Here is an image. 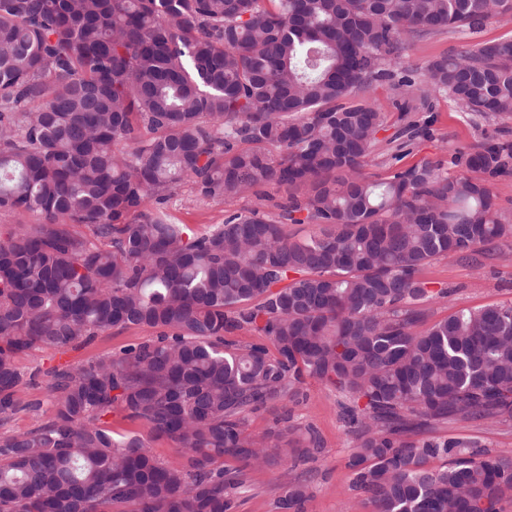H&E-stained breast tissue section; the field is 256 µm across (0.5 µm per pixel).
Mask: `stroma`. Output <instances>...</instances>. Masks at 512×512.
<instances>
[{
  "instance_id": "35a3bbf8",
  "label": "stroma",
  "mask_w": 512,
  "mask_h": 512,
  "mask_svg": "<svg viewBox=\"0 0 512 512\" xmlns=\"http://www.w3.org/2000/svg\"><path fill=\"white\" fill-rule=\"evenodd\" d=\"M459 42L455 33L444 32L413 43L407 53L405 66L413 71L417 81H425V68L429 61L448 54ZM428 111L429 124L420 132L400 161L410 167L425 161L451 166L460 150L476 140L512 143L511 118L467 119L458 112L447 97L432 99ZM271 202L282 198L281 191L272 187L261 188L259 195L226 199L214 205L198 201L191 184H184L170 212L175 221L200 230L212 224L223 223L225 216L254 207L259 197ZM421 277L432 288L447 289L445 298L421 304V327H429L463 307L479 308L512 300V252L501 249L481 262L459 255L437 260L425 266ZM149 330L131 328L97 337L93 342L70 350L72 362L85 363L119 351L128 344L149 337ZM305 397L291 405L290 425L312 428L322 440L324 452L318 459L300 464L311 487L307 512H373L363 497L350 495L348 486L351 471L347 466L354 446L348 427L339 416L336 394L315 379H307ZM428 438L454 440L477 451L497 453L512 448V423L494 424L488 421L449 420L426 432ZM279 471L275 468H256L247 475L248 489L241 494L236 512H276Z\"/></svg>"
}]
</instances>
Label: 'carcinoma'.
<instances>
[{
	"instance_id": "1",
	"label": "carcinoma",
	"mask_w": 512,
	"mask_h": 512,
	"mask_svg": "<svg viewBox=\"0 0 512 512\" xmlns=\"http://www.w3.org/2000/svg\"><path fill=\"white\" fill-rule=\"evenodd\" d=\"M511 18L512 0H0V213L39 217L0 231V425L41 407L20 355L156 331L45 372L52 416L0 433V512H235L255 466L284 470L276 512H306L297 468L324 448L288 404L308 377L342 398L349 490L373 512H502L512 448L421 434L512 422V301L423 330L414 305L448 295L426 265L512 245L489 184L512 145L400 168L409 142L376 155L370 93L512 116V36L468 40ZM446 30L460 44L423 89L403 59ZM184 183L287 197L195 231L169 213ZM268 406L281 428L249 433ZM117 410L182 461L115 433ZM149 329L131 328L123 331H112V333L97 337L90 344L82 345L78 349H70V361L85 363L118 352L121 348L136 341L154 336Z\"/></svg>"
}]
</instances>
